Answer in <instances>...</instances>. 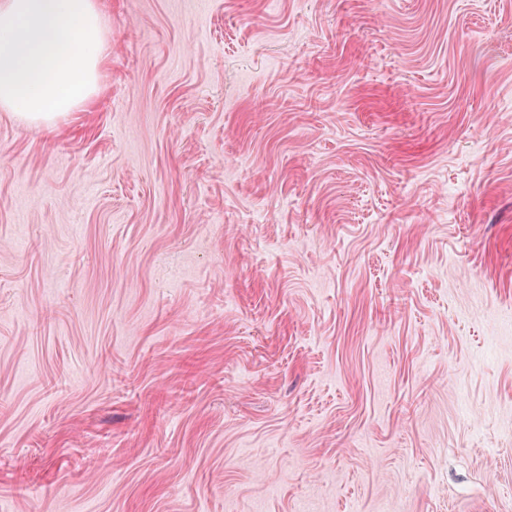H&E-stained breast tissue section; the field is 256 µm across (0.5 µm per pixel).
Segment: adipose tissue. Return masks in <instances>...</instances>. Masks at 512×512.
<instances>
[{
    "mask_svg": "<svg viewBox=\"0 0 512 512\" xmlns=\"http://www.w3.org/2000/svg\"><path fill=\"white\" fill-rule=\"evenodd\" d=\"M111 52L98 0H0V110L53 126L92 100Z\"/></svg>",
    "mask_w": 512,
    "mask_h": 512,
    "instance_id": "adipose-tissue-1",
    "label": "adipose tissue"
}]
</instances>
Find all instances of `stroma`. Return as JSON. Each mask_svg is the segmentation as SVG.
Returning a JSON list of instances; mask_svg holds the SVG:
<instances>
[{
  "instance_id": "1",
  "label": "stroma",
  "mask_w": 512,
  "mask_h": 512,
  "mask_svg": "<svg viewBox=\"0 0 512 512\" xmlns=\"http://www.w3.org/2000/svg\"><path fill=\"white\" fill-rule=\"evenodd\" d=\"M0 110V512H512V0H102ZM111 52L97 0H1L0 109L53 126L92 100Z\"/></svg>"
}]
</instances>
